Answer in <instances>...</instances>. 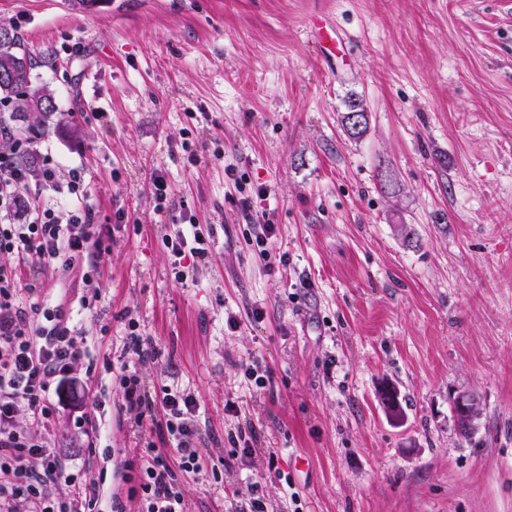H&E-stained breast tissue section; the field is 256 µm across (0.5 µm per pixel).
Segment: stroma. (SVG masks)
I'll return each instance as SVG.
<instances>
[{
	"label": "stroma",
	"instance_id": "1",
	"mask_svg": "<svg viewBox=\"0 0 512 512\" xmlns=\"http://www.w3.org/2000/svg\"><path fill=\"white\" fill-rule=\"evenodd\" d=\"M0 24L56 97L40 157L59 184L82 172L110 231L90 278L0 254L88 339L47 419L16 420L96 483V512H141L146 448L175 455L129 425L126 365L199 404L190 512H512V0H0ZM190 219L208 258L179 280L165 240ZM453 401L456 407V412L454 415L457 425L458 421L461 419L466 423L468 427H476V421L479 416V407L478 399L475 394L461 391L453 397ZM461 426V435L463 437H467L472 433V431H475V428L469 431V428L465 427L464 423H462Z\"/></svg>",
	"mask_w": 512,
	"mask_h": 512
}]
</instances>
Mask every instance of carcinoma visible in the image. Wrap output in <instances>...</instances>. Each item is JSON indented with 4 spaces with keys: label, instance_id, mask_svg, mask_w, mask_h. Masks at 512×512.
Returning a JSON list of instances; mask_svg holds the SVG:
<instances>
[{
    "label": "carcinoma",
    "instance_id": "obj_1",
    "mask_svg": "<svg viewBox=\"0 0 512 512\" xmlns=\"http://www.w3.org/2000/svg\"><path fill=\"white\" fill-rule=\"evenodd\" d=\"M36 64V57L22 46L17 34H12L9 45H0V72L5 74L0 78V109L10 113L13 121L30 116L42 120L58 112L53 95L33 86Z\"/></svg>",
    "mask_w": 512,
    "mask_h": 512
}]
</instances>
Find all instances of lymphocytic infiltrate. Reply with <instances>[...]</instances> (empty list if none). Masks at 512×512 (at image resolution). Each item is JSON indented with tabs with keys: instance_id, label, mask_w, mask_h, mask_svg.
I'll return each instance as SVG.
<instances>
[{
	"instance_id": "obj_1",
	"label": "lymphocytic infiltrate",
	"mask_w": 512,
	"mask_h": 512,
	"mask_svg": "<svg viewBox=\"0 0 512 512\" xmlns=\"http://www.w3.org/2000/svg\"><path fill=\"white\" fill-rule=\"evenodd\" d=\"M57 187V166L45 161L39 177L20 169L13 153L0 152V254L24 263L69 269L75 263L96 273L90 253L104 249L108 231L95 223V212L82 196L84 182L73 173L68 204L52 206L32 183ZM34 285L24 283L16 267L0 265V512H94L90 485L73 482L68 460L45 436L18 429L19 404L33 415L48 413L47 394L59 376L87 355V338L72 316L59 308L26 303ZM126 410L136 428L154 424L174 441L176 457L167 463L154 456L141 465L142 512H188L179 476L198 470L197 403L191 394L163 390L151 394L136 372L122 376ZM39 457L40 470L29 466ZM67 481L72 490L57 500L51 488Z\"/></svg>"
}]
</instances>
